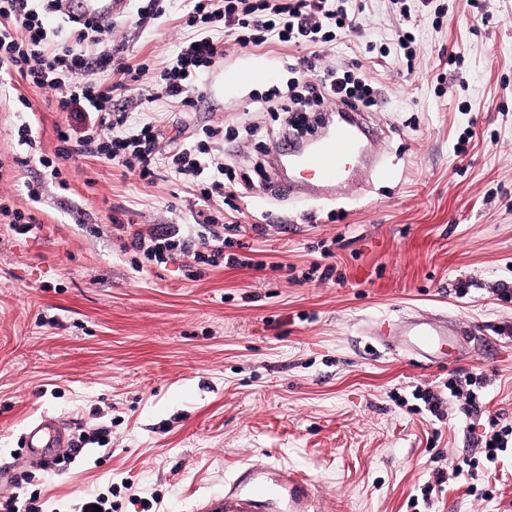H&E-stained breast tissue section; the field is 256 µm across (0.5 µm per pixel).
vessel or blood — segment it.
Masks as SVG:
<instances>
[{
	"label": "vessel or blood",
	"instance_id": "1",
	"mask_svg": "<svg viewBox=\"0 0 512 512\" xmlns=\"http://www.w3.org/2000/svg\"><path fill=\"white\" fill-rule=\"evenodd\" d=\"M116 8L115 0H63L62 3L65 14L104 27L111 25ZM361 124L359 113H341L339 121L324 131L312 148L296 153V174L293 181L282 182V189L292 191L298 182L327 193L347 184L351 175L349 160L358 150ZM397 334L402 339V348L432 360L447 353L452 331L447 319L414 317L401 322ZM68 442L65 429L47 420L31 427L25 436L26 445L35 449L41 463L52 462L56 449ZM279 488L288 489L293 512H318L307 480L288 470L280 471L275 478L253 482L243 493L227 488L223 495L204 500L199 512H265L267 501Z\"/></svg>",
	"mask_w": 512,
	"mask_h": 512
}]
</instances>
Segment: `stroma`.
<instances>
[{
    "label": "stroma",
    "instance_id": "obj_1",
    "mask_svg": "<svg viewBox=\"0 0 512 512\" xmlns=\"http://www.w3.org/2000/svg\"><path fill=\"white\" fill-rule=\"evenodd\" d=\"M363 2L360 35L324 49L373 86L364 118L377 137L372 165L336 193L288 194L274 181L271 153L294 137L264 104L294 77L278 43L219 36L224 56L200 73L193 105L148 102L139 82L114 102L180 144L216 129L213 153L253 181L222 213L246 226L260 270L207 267L192 280L177 259L134 271L113 219L144 231L193 223L189 184L165 167L148 184L84 157L51 182L39 159L54 154L65 115L50 93L0 79V203L39 223L17 235L0 216V494L19 493L22 512H73L108 490L118 512H196L256 467L307 478L325 512H512V454L496 464L493 498L454 480L434 505L419 502L436 452L470 455L483 427L459 410L441 422L411 414L391 397L480 372L487 410L512 423V302L494 293L512 289V0H489L485 23L472 0L424 11L409 0L410 61L394 40L396 6ZM155 9L162 17L139 24ZM183 15L181 0H123L112 24L127 64L174 57ZM253 69L268 80L245 81ZM458 69L464 81L437 82ZM24 122L30 147L14 134ZM324 241L333 280H304ZM419 314L457 329L442 363L367 348L375 324ZM46 416L71 439L98 431L106 443L59 449L58 465L42 468L21 437Z\"/></svg>",
    "mask_w": 512,
    "mask_h": 512
}]
</instances>
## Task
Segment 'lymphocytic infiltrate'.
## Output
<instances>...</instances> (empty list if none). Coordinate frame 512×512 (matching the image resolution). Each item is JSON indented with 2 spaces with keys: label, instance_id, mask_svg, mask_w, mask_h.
Instances as JSON below:
<instances>
[{
  "label": "lymphocytic infiltrate",
  "instance_id": "obj_1",
  "mask_svg": "<svg viewBox=\"0 0 512 512\" xmlns=\"http://www.w3.org/2000/svg\"><path fill=\"white\" fill-rule=\"evenodd\" d=\"M353 0H193L185 24L192 33L181 42L174 60L159 72L149 64L130 66L124 63L125 41L108 35L106 28L94 34L78 31L74 47L49 49L47 33L39 12L31 0H0V72L15 73L29 87L51 90L57 107L66 114V123L57 127L59 145L54 157H40V164L51 178H59L58 160L73 157L103 158L137 172L139 178L153 182L159 166L173 161L176 175L189 177L202 202L223 197L225 188H239L235 174L227 173L221 159L208 156L204 145L174 146L172 153L161 148L162 136L154 123H144L128 131L129 115L112 108L116 91L124 89L126 80L137 81L150 76L149 99H166L188 106L189 92L197 75L210 67L219 51L217 41L206 23L223 22L225 32L233 33L240 47L261 46L277 41L300 48L293 69L306 73L321 67L317 81L292 83L287 95L273 94L266 99L270 112H291L293 106L304 107H371L375 100L368 85L355 80L343 66L327 63L321 35L325 22H338L343 32H358ZM119 73L121 81H104V74ZM118 233L127 240L125 252L132 255L135 271L145 265H162L185 257L194 265L212 268H255L253 258L235 253L238 241L236 224L220 223L218 216L199 213L189 227L175 224L163 233H143L116 224ZM485 378L479 374H462L434 387L415 386L414 399L422 401L425 411L437 419L448 412L443 404L452 397L461 402L468 416L482 418L484 431L477 455L452 462L450 469H434L432 478L421 489L425 503H432L448 478L467 484L469 494L491 498V491H478L477 483L485 467L495 464L501 453L512 447V424L485 410Z\"/></svg>",
  "mask_w": 512,
  "mask_h": 512
}]
</instances>
